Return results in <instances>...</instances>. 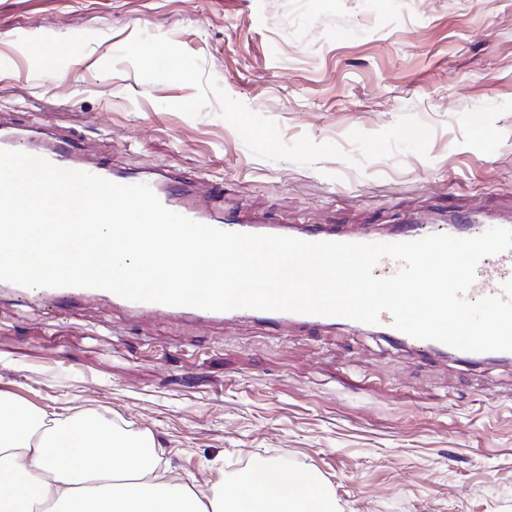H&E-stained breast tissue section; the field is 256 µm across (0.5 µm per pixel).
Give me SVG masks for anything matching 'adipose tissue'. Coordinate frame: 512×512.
<instances>
[{"mask_svg": "<svg viewBox=\"0 0 512 512\" xmlns=\"http://www.w3.org/2000/svg\"><path fill=\"white\" fill-rule=\"evenodd\" d=\"M41 411L0 394V512H21L36 497L66 512H249L225 488L197 494L163 478L147 435H130L84 415L45 426ZM250 495L273 512H335L336 501L310 474L260 468L249 474ZM315 486V501L297 494Z\"/></svg>", "mask_w": 512, "mask_h": 512, "instance_id": "adipose-tissue-1", "label": "adipose tissue"}]
</instances>
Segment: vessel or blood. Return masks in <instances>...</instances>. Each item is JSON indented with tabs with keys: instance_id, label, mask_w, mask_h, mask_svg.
<instances>
[{
	"instance_id": "obj_1",
	"label": "vessel or blood",
	"mask_w": 512,
	"mask_h": 512,
	"mask_svg": "<svg viewBox=\"0 0 512 512\" xmlns=\"http://www.w3.org/2000/svg\"><path fill=\"white\" fill-rule=\"evenodd\" d=\"M0 149L18 150L40 156L56 166L89 172L119 184H148L168 209L214 228L246 234L281 235L306 241L336 242H399L419 239L432 234H448L470 238L481 234L479 219L473 215L448 211L429 226L416 217L408 216L381 230H349L337 224H281L275 219L252 212L216 213L199 190L195 179L176 176L160 170L132 173L109 164L89 161L79 142L52 136L44 127L24 126L0 128ZM512 279V250L480 261L476 279L468 292L469 299L496 295L503 282ZM14 297L36 296L54 304L94 301L121 308L139 319L166 316L200 327L224 324L241 319L273 328L278 334L294 337L309 330L333 331L339 328H358V321L341 316L306 315L284 311L235 309L225 312L202 310L187 306H168L149 302H133L103 290L84 287L38 288L31 290L0 281V295ZM373 334L381 336L404 350L423 357L468 364L508 363L512 352H467L428 340H419L392 326L389 313H381Z\"/></svg>"
}]
</instances>
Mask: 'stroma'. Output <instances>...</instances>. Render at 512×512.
Returning a JSON list of instances; mask_svg holds the SVG:
<instances>
[{
	"mask_svg": "<svg viewBox=\"0 0 512 512\" xmlns=\"http://www.w3.org/2000/svg\"><path fill=\"white\" fill-rule=\"evenodd\" d=\"M202 60L231 97L354 152L410 113L426 155L356 169L252 154L195 87L116 60L137 33ZM59 59L45 68L41 56ZM43 124L92 158L223 187L224 209L286 224H390L451 204L512 209V0H0V126ZM0 392L153 437L167 477L211 492L276 456L340 512H512V363L435 364L342 329L287 341L108 305L0 302Z\"/></svg>",
	"mask_w": 512,
	"mask_h": 512,
	"instance_id": "obj_1",
	"label": "stroma"
}]
</instances>
